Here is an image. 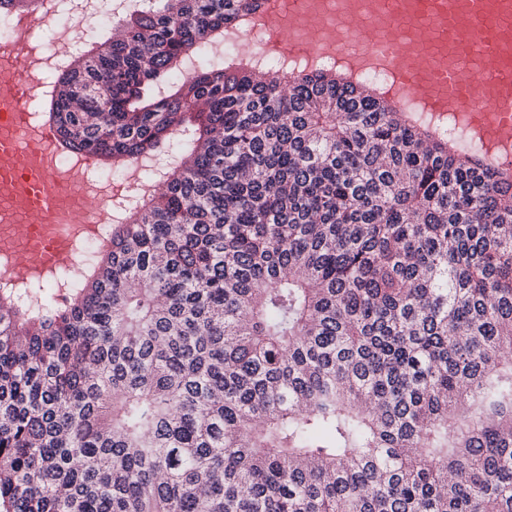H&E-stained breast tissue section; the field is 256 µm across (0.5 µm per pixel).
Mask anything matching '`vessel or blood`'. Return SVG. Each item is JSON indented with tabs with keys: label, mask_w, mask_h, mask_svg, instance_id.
I'll list each match as a JSON object with an SVG mask.
<instances>
[{
	"label": "vessel or blood",
	"mask_w": 512,
	"mask_h": 512,
	"mask_svg": "<svg viewBox=\"0 0 512 512\" xmlns=\"http://www.w3.org/2000/svg\"><path fill=\"white\" fill-rule=\"evenodd\" d=\"M371 18L381 32L354 67L388 70L402 95L467 117L487 144L512 130V0H261L258 20L271 34L261 48L340 55ZM35 24L20 15L19 36L0 49V249L14 255L18 281L70 264L73 238L100 226L75 223L88 206L80 170L59 166L56 128L30 123L34 87L24 75Z\"/></svg>",
	"instance_id": "1"
}]
</instances>
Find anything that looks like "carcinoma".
Returning <instances> with one entry per match:
<instances>
[{"label":"carcinoma","instance_id":"cac0c4a2","mask_svg":"<svg viewBox=\"0 0 512 512\" xmlns=\"http://www.w3.org/2000/svg\"><path fill=\"white\" fill-rule=\"evenodd\" d=\"M259 8L135 0L56 70L62 146L146 187L79 288L0 283V512H512V170L213 63Z\"/></svg>","mask_w":512,"mask_h":512}]
</instances>
